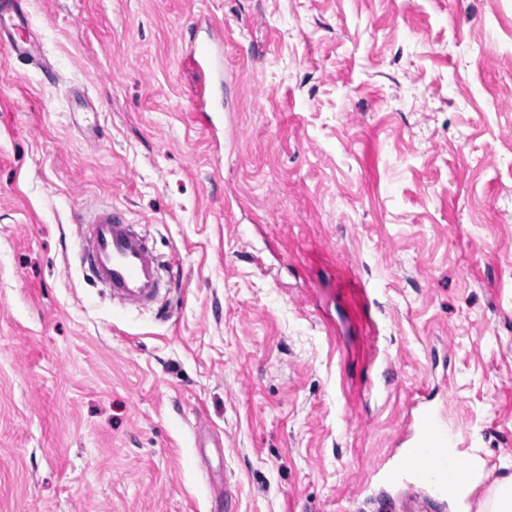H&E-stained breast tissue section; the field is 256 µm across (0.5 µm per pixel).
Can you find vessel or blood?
Segmentation results:
<instances>
[{"label": "vessel or blood", "instance_id": "vessel-or-blood-1", "mask_svg": "<svg viewBox=\"0 0 512 512\" xmlns=\"http://www.w3.org/2000/svg\"><path fill=\"white\" fill-rule=\"evenodd\" d=\"M0 43L19 57L39 59L43 50L28 34L23 0H0ZM213 46L189 45L187 56L203 75L224 68L222 55ZM79 255L98 281L112 291L114 300L138 307L153 305L161 291L157 255L144 236L118 211L95 210L79 225ZM400 434L402 448L394 456L374 463L367 482L378 488L401 487L402 505L410 512L418 490H425L440 506L449 495L473 483V458L464 437L449 433L440 411L420 400Z\"/></svg>", "mask_w": 512, "mask_h": 512}]
</instances>
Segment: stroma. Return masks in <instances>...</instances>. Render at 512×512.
<instances>
[{"label": "stroma", "mask_w": 512, "mask_h": 512, "mask_svg": "<svg viewBox=\"0 0 512 512\" xmlns=\"http://www.w3.org/2000/svg\"><path fill=\"white\" fill-rule=\"evenodd\" d=\"M0 45V512H379L419 391L512 479V0H26ZM224 33L214 122L188 44ZM102 207L160 301L81 264ZM371 292L361 298L353 286ZM23 1H0V43L6 42L17 57L40 59L43 50L40 43L28 34V19L23 9ZM84 223L78 225L79 255L111 289L112 299L137 307L153 305L161 291V264L144 236L110 208L95 210Z\"/></svg>", "instance_id": "35a3bbf8"}]
</instances>
